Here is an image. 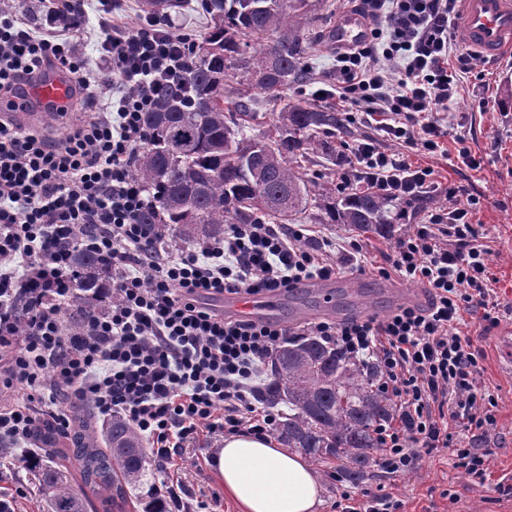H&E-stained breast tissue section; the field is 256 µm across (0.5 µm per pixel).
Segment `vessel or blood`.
<instances>
[{"mask_svg": "<svg viewBox=\"0 0 512 512\" xmlns=\"http://www.w3.org/2000/svg\"><path fill=\"white\" fill-rule=\"evenodd\" d=\"M457 37L468 49L497 58L512 49V0H459ZM366 31L365 20L348 14L337 20L331 38L337 46L347 47L360 40ZM72 82L58 68L32 81L20 95L0 99V119L10 118L15 126L28 129L42 120V108L57 110L71 100ZM273 294H225L215 297L214 308L226 317L260 321L273 311Z\"/></svg>", "mask_w": 512, "mask_h": 512, "instance_id": "1", "label": "vessel or blood"}]
</instances>
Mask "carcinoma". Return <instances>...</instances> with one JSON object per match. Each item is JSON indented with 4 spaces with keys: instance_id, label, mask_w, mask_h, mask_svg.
I'll use <instances>...</instances> for the list:
<instances>
[{
    "instance_id": "1",
    "label": "carcinoma",
    "mask_w": 512,
    "mask_h": 512,
    "mask_svg": "<svg viewBox=\"0 0 512 512\" xmlns=\"http://www.w3.org/2000/svg\"><path fill=\"white\" fill-rule=\"evenodd\" d=\"M187 0H141L147 15H162ZM210 25L196 45V62L187 86L192 100L178 91L163 97L144 124L148 141L139 151L132 176L151 191L153 205L142 222L167 238L196 242L224 235V225L291 224L308 206L321 224H343L383 238L394 232L393 211L400 204L372 190L345 192L302 165L309 150L336 157L341 118L301 100H286L276 113L280 130L271 143L245 141L246 124L257 118L255 101L224 95V72L243 70L245 81L267 94L305 74L303 16L310 0H199ZM268 40L247 56L245 37ZM71 262L82 276L75 283L78 331L101 310L94 289L112 277L99 254L76 248ZM378 369L352 359L336 344L313 336L292 338L271 356V373L261 400L283 404L276 431L289 448L315 459L342 461L343 477L359 482L375 462L374 428L390 417L391 401L376 388ZM70 458L81 483L43 461L35 469L49 512H85L86 491L98 495L104 512H125L127 488L144 484L150 460L134 429L112 418L104 438L88 419L79 422Z\"/></svg>"
}]
</instances>
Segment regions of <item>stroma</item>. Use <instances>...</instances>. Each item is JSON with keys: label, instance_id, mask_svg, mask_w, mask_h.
Returning <instances> with one entry per match:
<instances>
[{"label": "stroma", "instance_id": "stroma-1", "mask_svg": "<svg viewBox=\"0 0 512 512\" xmlns=\"http://www.w3.org/2000/svg\"><path fill=\"white\" fill-rule=\"evenodd\" d=\"M343 0H316L305 25L308 45V79L323 78L336 60V47L328 34L329 26L351 13ZM450 135L464 139L481 166L472 169L461 160L444 156L417 155L415 164L435 170L444 187H458L479 198L474 223L482 225L485 242L491 250V272L500 303L497 324L483 321L481 313L465 314L460 327L481 353L478 384L497 401L496 443L484 479L469 476L458 466L448 449L422 450L415 469L388 477L370 468L358 483L337 482L336 459L311 460L313 471L323 486L322 501L316 512H333L337 489L361 496L364 489L380 490L400 500L404 512H512V372L499 366L497 339L512 335V55L481 57L475 69L460 77V100L451 109ZM338 288L329 296L307 291L283 295L272 313V324L289 327L295 314L316 320L343 321L356 316H385L398 306L425 299L420 285L400 279L386 280L372 273L338 275ZM216 446L200 437L187 448L178 469L191 492L221 494L222 512H241L213 467Z\"/></svg>", "mask_w": 512, "mask_h": 512}]
</instances>
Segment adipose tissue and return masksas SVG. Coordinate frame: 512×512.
<instances>
[{
    "label": "adipose tissue",
    "mask_w": 512,
    "mask_h": 512,
    "mask_svg": "<svg viewBox=\"0 0 512 512\" xmlns=\"http://www.w3.org/2000/svg\"><path fill=\"white\" fill-rule=\"evenodd\" d=\"M224 492L242 512H315L322 486L297 453L268 436H225L215 460Z\"/></svg>",
    "instance_id": "1"
}]
</instances>
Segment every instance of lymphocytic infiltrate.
<instances>
[{
  "label": "lymphocytic infiltrate",
  "mask_w": 512,
  "mask_h": 512,
  "mask_svg": "<svg viewBox=\"0 0 512 512\" xmlns=\"http://www.w3.org/2000/svg\"><path fill=\"white\" fill-rule=\"evenodd\" d=\"M33 17L0 7V98L53 63L66 67L89 117L60 140L0 121V386L20 389L0 405V482L16 463L41 459V429L65 437L70 408L93 418L125 419L152 448L164 480L167 512H204L182 498L170 469L200 435L270 433L277 419L257 404L263 367L290 334L334 342L345 355L374 363L377 387L393 402L375 432L383 473L415 467L423 448H453L470 475L484 478L489 451L454 448L452 428L486 439L496 400L476 385L480 354L459 331L462 314L495 321L490 250L472 214L477 200L448 191L449 205L429 212L397 238L384 263L368 266L363 244L315 239L301 224H228L222 237L183 243L142 223L153 203L130 175L147 139L142 116L161 96L185 86L195 60L191 34L169 17L119 24L124 0H43ZM366 38L336 51V67L316 98L337 97L346 121L375 119L380 139L349 149L337 188L369 187L410 202L437 189L435 172L412 154L441 152L445 116L459 97L458 72L477 54H453L456 0H359ZM95 26L100 51L89 69L75 38ZM394 149H387V142ZM94 249L112 264L101 314L70 331L77 272L70 254ZM365 270L424 286L425 305L384 318L327 319L290 330L226 319L209 299L224 293L286 292L296 283Z\"/></svg>",
  "instance_id": "lymphocytic-infiltrate-1"
}]
</instances>
